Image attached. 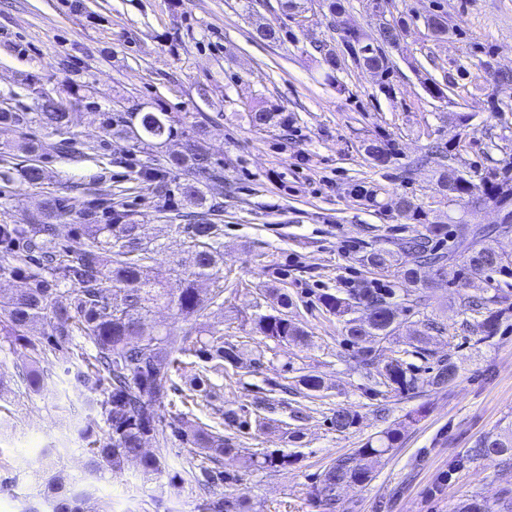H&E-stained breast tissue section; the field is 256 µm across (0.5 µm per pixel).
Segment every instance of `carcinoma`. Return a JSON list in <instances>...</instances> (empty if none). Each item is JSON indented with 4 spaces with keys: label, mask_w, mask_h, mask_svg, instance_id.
I'll list each match as a JSON object with an SVG mask.
<instances>
[{
    "label": "carcinoma",
    "mask_w": 512,
    "mask_h": 512,
    "mask_svg": "<svg viewBox=\"0 0 512 512\" xmlns=\"http://www.w3.org/2000/svg\"><path fill=\"white\" fill-rule=\"evenodd\" d=\"M342 45L355 62L364 68H375L380 78L388 77L390 60L387 48L398 42L379 40L375 34L360 27L344 31ZM39 123L55 135L69 133L70 113L57 109L54 98L41 96L38 103ZM142 132L136 142L151 145L168 139L174 127L164 112L140 114ZM182 155L150 158L136 172V180L148 185L161 202L159 212L165 213L179 206L169 220L184 222L194 249V264L190 272L180 271L177 258L170 261L172 279L163 282L151 275L155 248L143 240L140 225L129 219V213L112 202V194L100 198L102 212L84 207L74 197L70 203L56 197L44 200L41 211L30 224H0V272L20 278L21 286L0 297V335L10 344L28 350L30 363L19 372L25 390L39 393L45 378L39 369L41 359L49 353H60L66 362L78 360L86 367L77 378L84 385L100 391L97 406L106 425L102 435L92 440L87 449L84 474L95 477L106 470L121 468L126 460L138 461L144 475L161 473L160 457L145 449L149 441L160 445L167 441L160 426L158 410L174 390L172 373L178 369L176 354L196 356L212 363L216 372L224 371V364H234V347L203 340L196 324L206 310L218 304L224 295V242L218 221L224 212L208 197L205 188L215 180H224V171L215 167L199 141V132L185 134ZM502 167L475 183L455 166L449 164L438 176L440 192L450 203L466 197L492 201L501 208L512 204V154L501 160ZM20 178L30 185L42 180L41 170L35 165H24L0 172V180L12 182ZM176 185L179 202L171 195V182ZM84 220L72 243L58 250L54 237L56 224L67 220L72 213ZM512 232V212L505 213L503 221L493 227L480 224H426L419 236L402 242L397 250L384 247L373 249L365 259V266L376 273L395 274L416 285L412 303L426 306L431 299L429 286L418 280L426 266L442 269L456 256H463L457 287L468 288L475 281H486L493 273L509 269L511 261L504 259L486 238L494 234ZM210 281L214 289L210 297L200 295L197 283ZM75 285L77 295L68 306L53 303L61 292L59 286ZM112 283V296L103 295L101 285ZM394 292L382 288H351L336 293L325 292L319 302L327 312L344 315L356 306H363L372 320H346V340L356 349L359 367L370 371L384 356L380 343L393 336L399 318L406 308L390 301ZM281 309L253 318L260 335L277 343H308L309 334L299 323L288 318L286 309L292 300L286 293H278ZM166 302L189 323V328L174 336L168 332L150 330L148 315L152 305ZM468 310L474 314V327L484 338L496 335L502 312L486 307L477 297L468 300ZM39 320L47 322L50 332L44 336H30L28 327ZM438 329L436 322L424 324V330L413 337L415 352L428 351L432 335ZM88 338L94 351L90 354L74 344L75 337ZM380 383L397 392L415 389V379L397 358L385 363ZM457 379V366L443 361L428 381V385L445 389ZM324 390L322 379L313 374L299 376L298 387L292 394L307 399L312 393ZM336 430L342 432L359 423V413L338 407L330 418ZM237 415L227 410L218 420L202 423L186 430L175 428V433L188 448H203L210 459L218 462L224 457H235L232 434H224V427H241ZM400 431L387 428L380 438L350 454L337 457L324 472L320 484L313 489L312 501L317 512H339L338 490L350 483H365L371 478L369 459L380 456L400 440ZM495 456L505 467L512 466V426L480 438L468 450L467 458L477 460ZM292 456L269 454L251 465L260 468L285 467ZM40 491L48 512H103L94 493L82 486L79 479L54 470L47 464L40 475ZM199 512H244V503L222 496L206 497ZM457 512H512V491H502V503L493 506L485 498L474 495L459 504Z\"/></svg>",
    "instance_id": "1"
}]
</instances>
